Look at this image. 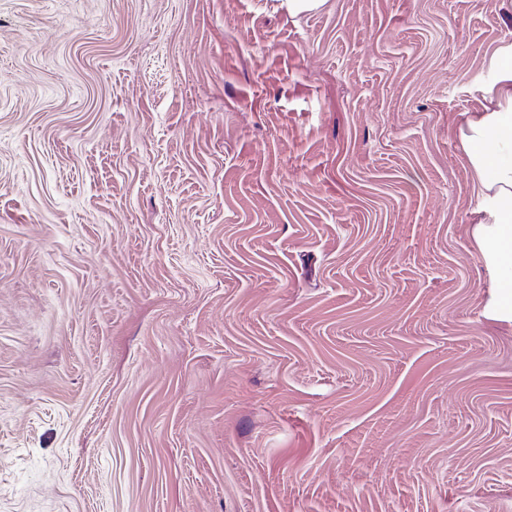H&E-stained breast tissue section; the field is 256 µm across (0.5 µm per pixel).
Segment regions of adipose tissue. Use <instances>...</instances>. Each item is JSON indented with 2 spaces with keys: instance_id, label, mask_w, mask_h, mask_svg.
<instances>
[{
  "instance_id": "adipose-tissue-1",
  "label": "adipose tissue",
  "mask_w": 512,
  "mask_h": 512,
  "mask_svg": "<svg viewBox=\"0 0 512 512\" xmlns=\"http://www.w3.org/2000/svg\"><path fill=\"white\" fill-rule=\"evenodd\" d=\"M507 80L497 93V107L468 119L460 146L473 175L474 189L488 221L480 225L478 246L498 276L493 310L512 317V44L496 58Z\"/></svg>"
}]
</instances>
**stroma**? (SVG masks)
I'll list each match as a JSON object with an SVG mask.
<instances>
[{"instance_id": "35a3bbf8", "label": "stroma", "mask_w": 512, "mask_h": 512, "mask_svg": "<svg viewBox=\"0 0 512 512\" xmlns=\"http://www.w3.org/2000/svg\"><path fill=\"white\" fill-rule=\"evenodd\" d=\"M512 0H0V512H512L459 148Z\"/></svg>"}]
</instances>
